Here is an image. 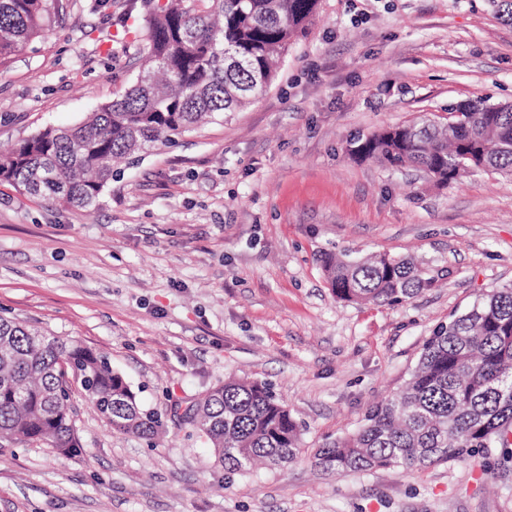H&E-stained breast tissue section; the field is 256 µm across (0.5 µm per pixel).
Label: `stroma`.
I'll use <instances>...</instances> for the list:
<instances>
[{"label": "stroma", "mask_w": 512, "mask_h": 512, "mask_svg": "<svg viewBox=\"0 0 512 512\" xmlns=\"http://www.w3.org/2000/svg\"><path fill=\"white\" fill-rule=\"evenodd\" d=\"M0 68V150L73 126L141 69L130 0H67ZM512 102V25L487 0H321L251 106L115 165L89 211L0 183V316L106 354L168 413L229 377L265 380L303 427L280 468L224 471L176 421L113 432L80 384V450L0 448V512H512V447L340 477L313 454L405 385L425 340L512 285V176L438 186L355 161L353 137L457 105ZM422 258L395 306L337 301L322 251Z\"/></svg>", "instance_id": "obj_1"}]
</instances>
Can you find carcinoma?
<instances>
[{
    "mask_svg": "<svg viewBox=\"0 0 512 512\" xmlns=\"http://www.w3.org/2000/svg\"><path fill=\"white\" fill-rule=\"evenodd\" d=\"M512 23V0H488ZM320 0H141V71L116 99L70 127L48 126L0 151V181L22 193L90 210L112 181V162L238 112L275 79ZM62 0H0V67L50 31ZM387 169L413 166L446 186L466 171L512 173V106L475 101L460 116L410 121L348 144ZM319 262L337 300L392 306L436 282L411 255L324 251ZM112 430L155 444L162 414L145 409L109 358L76 340L47 336L0 316V448L45 441L79 447L71 379ZM180 419L228 472L274 468L301 453L302 427L270 383L228 378ZM512 446V286L485 294L440 325L405 387L374 405L362 425L324 443L314 463L328 475L399 466L412 471L480 448Z\"/></svg>",
    "mask_w": 512,
    "mask_h": 512,
    "instance_id": "carcinoma-1",
    "label": "carcinoma"
}]
</instances>
